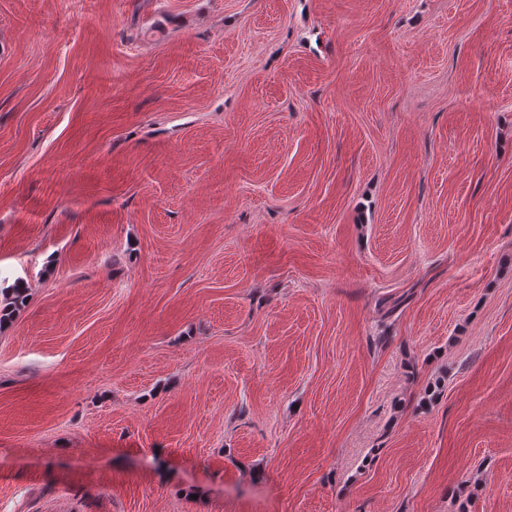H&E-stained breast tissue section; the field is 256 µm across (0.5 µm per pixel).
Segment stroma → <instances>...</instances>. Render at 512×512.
Instances as JSON below:
<instances>
[{
    "label": "stroma",
    "instance_id": "stroma-1",
    "mask_svg": "<svg viewBox=\"0 0 512 512\" xmlns=\"http://www.w3.org/2000/svg\"><path fill=\"white\" fill-rule=\"evenodd\" d=\"M0 512H512V0H0Z\"/></svg>",
    "mask_w": 512,
    "mask_h": 512
}]
</instances>
